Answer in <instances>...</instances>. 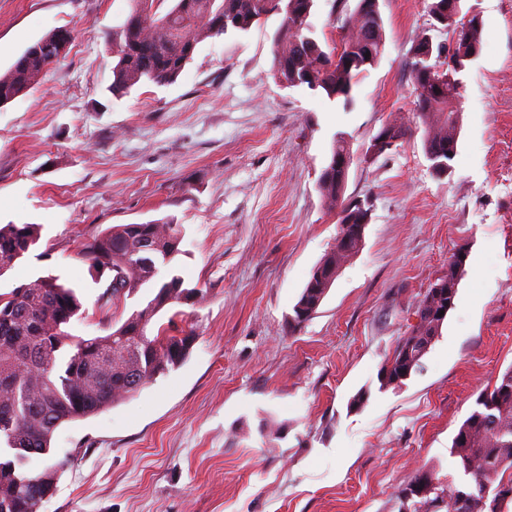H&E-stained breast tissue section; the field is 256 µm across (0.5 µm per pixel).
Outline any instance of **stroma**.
<instances>
[{"label":"stroma","mask_w":512,"mask_h":512,"mask_svg":"<svg viewBox=\"0 0 512 512\" xmlns=\"http://www.w3.org/2000/svg\"><path fill=\"white\" fill-rule=\"evenodd\" d=\"M428 2L380 0L384 51L347 108L275 78L278 15L205 40L175 83L115 97L112 30L129 0H0V73L49 31L73 33L39 84L0 108V224L41 227L0 292L60 275L85 310L70 333L100 335L151 291L101 307L107 282L89 275L83 244L161 218L182 224L174 271L198 291L179 307L196 336L187 359L63 424L33 460L60 467L40 512H406L415 475L447 482L455 431L512 367V0H464L482 18V49L458 75L457 154L441 177L405 69ZM392 121L405 139L367 157ZM340 133L353 156L345 194L367 202L369 223L293 333V307L340 229L318 187ZM460 248L455 306L422 369L382 385Z\"/></svg>","instance_id":"1"}]
</instances>
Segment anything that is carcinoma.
Wrapping results in <instances>:
<instances>
[{
	"label": "carcinoma",
	"instance_id": "obj_1",
	"mask_svg": "<svg viewBox=\"0 0 512 512\" xmlns=\"http://www.w3.org/2000/svg\"><path fill=\"white\" fill-rule=\"evenodd\" d=\"M124 23L112 33V82L109 91L123 96L143 80L156 84L177 81L202 41L233 31H246L268 16L284 15L274 35V75L288 87L321 90L348 107L352 91L384 50V22L380 11L367 12L366 0L342 12L340 45L321 42L311 22L314 0H131ZM481 19H458L449 29L446 46L448 76L444 90L425 86L426 69L437 63L440 44L427 31L416 36L407 67L417 93V106L426 125L423 147L433 171L446 175L456 155L460 128V81L455 75L482 48ZM69 30L54 29L28 46L0 74V107L27 93L45 69L62 58L61 39ZM349 149L342 135L332 145L329 164L319 178L327 205L340 207L339 223L368 224L369 208L362 200L344 198L347 176H336V159ZM182 226L168 220L147 224H116L83 247V259L98 280L109 272V284L100 296L107 306L154 288L153 297L119 327L106 334L76 337L68 326L82 317V303L74 287L47 274L0 293V439L10 450L0 455V512H39L41 494L54 488L58 469L29 468L31 461L49 452L57 429L64 423L102 412L133 396L156 376L179 366L189 355L195 336L169 318L152 331L154 318L165 308L198 295L184 287L178 274L159 277L161 269L181 254ZM39 241L34 224L0 225V277L11 270ZM361 248L350 238L327 252L317 264L336 270ZM466 254L448 264L438 279L446 292L433 301L421 299L417 324L397 342L380 373L390 386L416 372L426 355L419 336H439L435 315L453 309L464 273ZM333 281L310 276L294 306L291 328L297 330L319 309ZM450 454L464 484L440 485L430 490L419 475L403 490L413 512H509L512 496H500V487H512V369L476 399V407L458 427Z\"/></svg>",
	"mask_w": 512,
	"mask_h": 512
}]
</instances>
